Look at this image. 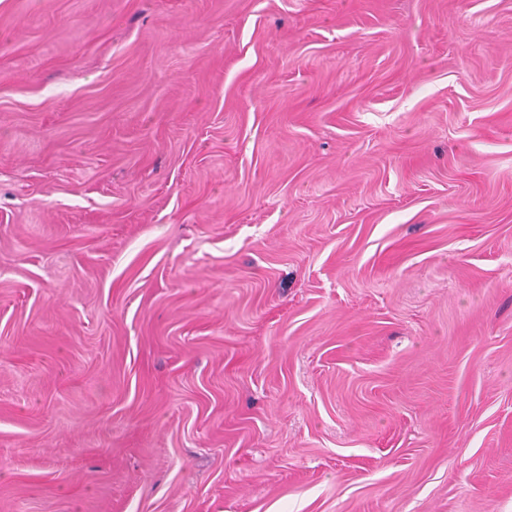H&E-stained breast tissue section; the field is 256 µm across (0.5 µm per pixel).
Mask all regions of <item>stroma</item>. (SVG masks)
<instances>
[{"instance_id":"35a3bbf8","label":"stroma","mask_w":512,"mask_h":512,"mask_svg":"<svg viewBox=\"0 0 512 512\" xmlns=\"http://www.w3.org/2000/svg\"><path fill=\"white\" fill-rule=\"evenodd\" d=\"M0 512H512V0H0Z\"/></svg>"}]
</instances>
